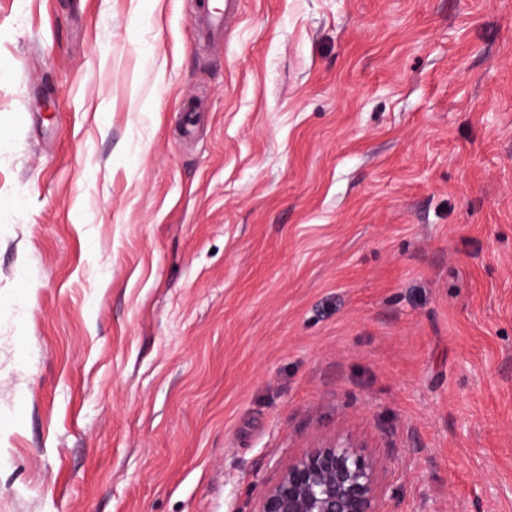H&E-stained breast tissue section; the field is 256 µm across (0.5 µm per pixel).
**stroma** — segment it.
Returning a JSON list of instances; mask_svg holds the SVG:
<instances>
[{
  "instance_id": "stroma-1",
  "label": "stroma",
  "mask_w": 512,
  "mask_h": 512,
  "mask_svg": "<svg viewBox=\"0 0 512 512\" xmlns=\"http://www.w3.org/2000/svg\"><path fill=\"white\" fill-rule=\"evenodd\" d=\"M196 3L0 0V512H512V0ZM233 0L225 2L224 7L220 4H208L204 5L203 2H199L198 9L191 19V24L194 30L202 38H211L220 36L224 32V8H228L233 4ZM377 469L353 443L310 448L288 462L258 512H380Z\"/></svg>"
}]
</instances>
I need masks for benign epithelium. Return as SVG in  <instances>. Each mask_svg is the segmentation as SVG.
<instances>
[{
  "mask_svg": "<svg viewBox=\"0 0 512 512\" xmlns=\"http://www.w3.org/2000/svg\"><path fill=\"white\" fill-rule=\"evenodd\" d=\"M377 469L353 443L311 448L288 462L258 512H380Z\"/></svg>",
  "mask_w": 512,
  "mask_h": 512,
  "instance_id": "obj_1",
  "label": "benign epithelium"
}]
</instances>
